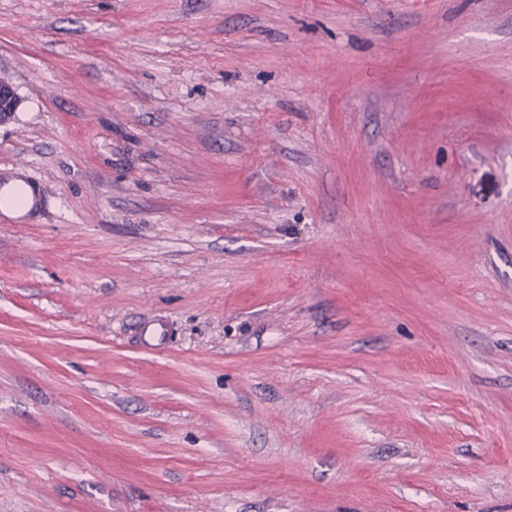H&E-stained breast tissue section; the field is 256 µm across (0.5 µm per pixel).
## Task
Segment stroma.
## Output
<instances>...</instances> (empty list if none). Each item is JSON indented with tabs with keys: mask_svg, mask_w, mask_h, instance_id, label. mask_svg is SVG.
<instances>
[{
	"mask_svg": "<svg viewBox=\"0 0 512 512\" xmlns=\"http://www.w3.org/2000/svg\"><path fill=\"white\" fill-rule=\"evenodd\" d=\"M0 76V512H512V0H0ZM20 104L21 100L12 83L0 77V125L13 119Z\"/></svg>",
	"mask_w": 512,
	"mask_h": 512,
	"instance_id": "stroma-1",
	"label": "stroma"
}]
</instances>
